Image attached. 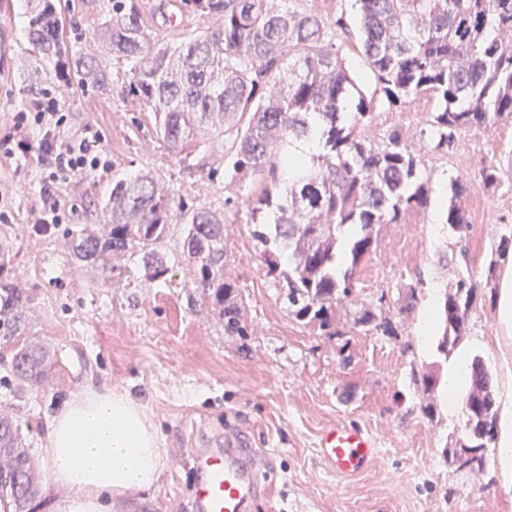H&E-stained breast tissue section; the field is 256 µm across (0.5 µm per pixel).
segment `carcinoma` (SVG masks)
<instances>
[{
  "mask_svg": "<svg viewBox=\"0 0 512 512\" xmlns=\"http://www.w3.org/2000/svg\"><path fill=\"white\" fill-rule=\"evenodd\" d=\"M361 55L378 92L394 105L418 94L437 102L420 128L440 154L459 130L491 126L512 117V0H356ZM184 9L213 22L210 30L179 42H162L140 21L136 0H112V19L99 35V55L66 66L89 83L109 86L102 58L128 66L127 95L151 107L157 134L188 169L229 180L242 193L246 223L266 274L286 288L297 321L330 327L331 310L352 296L356 273L376 246L375 226L398 224L427 204L428 180L402 133L390 130L375 143L362 136L373 120L375 98L359 97L344 111L350 71L318 15L292 9L288 0H181ZM64 28L51 0L28 21L27 39L43 58L59 54ZM224 137V158L208 162L209 144ZM313 141L310 159L290 147ZM445 212L448 235L468 258L469 214L457 199L466 179L450 181ZM108 223L66 231L69 253L81 266L112 271L136 257L150 280L163 278L168 259L158 250L169 224L185 225L182 256L191 266L196 295L189 304L209 307L224 332L248 336L237 284L224 278V216L212 208L175 200L150 173L112 180ZM484 293L471 276L458 275L437 306L436 356L448 359L465 336L469 313ZM24 288L0 281V357L16 398L46 387L47 349L24 339L28 316ZM363 327L392 331L390 321L365 309ZM419 372L427 392L440 383L434 366ZM465 453L459 469L481 470L497 440L492 376L480 356L471 364L465 397ZM22 424L0 414V502L26 512L38 494L39 472L22 442Z\"/></svg>",
  "mask_w": 512,
  "mask_h": 512,
  "instance_id": "cac0c4a2",
  "label": "carcinoma"
}]
</instances>
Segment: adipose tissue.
<instances>
[{"mask_svg": "<svg viewBox=\"0 0 512 512\" xmlns=\"http://www.w3.org/2000/svg\"><path fill=\"white\" fill-rule=\"evenodd\" d=\"M43 459L63 491L56 512H112L114 501L152 489L166 464L145 406L108 388L63 406Z\"/></svg>", "mask_w": 512, "mask_h": 512, "instance_id": "obj_1", "label": "adipose tissue"}]
</instances>
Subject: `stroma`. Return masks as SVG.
<instances>
[{"instance_id":"stroma-1","label":"stroma","mask_w":512,"mask_h":512,"mask_svg":"<svg viewBox=\"0 0 512 512\" xmlns=\"http://www.w3.org/2000/svg\"><path fill=\"white\" fill-rule=\"evenodd\" d=\"M158 0H139L142 25L172 41L203 33L207 19L182 11L174 26L164 25ZM66 36L61 56L87 52L112 14V0H55ZM292 8L312 12L327 23L343 18L335 43L362 96L376 83L359 53L361 32L353 0H291ZM33 0H0V127L31 104L42 89L60 86L68 123L64 136L97 131L94 151L106 165L82 173L57 194L65 211L61 225L41 229L29 215L43 194L35 155L0 154V202L9 223H0V244L9 264L0 276L26 288L29 338L45 344L55 362L46 391L16 399L0 386V412L27 422L24 439L31 454L45 447L49 425L60 407L83 387L106 386L147 407L157 427L167 463L143 497L125 502L121 512H197L191 489L197 480L192 446L241 423L255 447L277 451V497L257 502L252 512H512V497L498 481L496 449H488L482 471L457 469L447 459L464 432L462 412L441 409L427 417L431 396L414 381L432 362L434 336L419 334L433 296L454 284L458 265L455 241L444 226L448 182L464 176L462 205L471 217L467 232L469 272L484 283L488 263L504 225L512 226V119L491 127L461 130L449 152L423 153L429 179L426 207L398 224L381 225L377 247L358 273L354 296L332 310L331 331L290 317L280 284L266 273L245 222L243 206H225L236 189L211 181L202 169H186L158 139L152 111L123 92L127 65L107 59L112 88L103 91L76 76L62 75L58 64L40 60L26 40ZM437 104L422 94L405 105L377 100L366 138L381 141L397 127L411 148L418 130ZM501 170L497 186L484 183V162ZM148 172L186 204L224 212L228 258L226 278L235 281L244 303L247 338L228 336L213 312L189 305L195 291L181 256L185 228L170 224L160 245L168 258L167 275L148 281L136 262L112 273L77 267L71 260L65 228L100 224L112 181ZM416 307L398 316L408 290ZM370 306L395 319L397 333L383 335L356 325L355 312ZM502 328L498 303L482 300L470 314L455 356H481L492 370L496 391L502 376ZM338 422L372 432L379 452L372 466L353 479L336 477L317 454L320 431Z\"/></svg>"}]
</instances>
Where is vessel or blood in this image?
I'll use <instances>...</instances> for the list:
<instances>
[{"label": "vessel or blood", "instance_id": "1", "mask_svg": "<svg viewBox=\"0 0 512 512\" xmlns=\"http://www.w3.org/2000/svg\"><path fill=\"white\" fill-rule=\"evenodd\" d=\"M317 448L321 462L341 478L361 475L378 454L368 430L345 423L325 428ZM274 464V455L255 448L245 429L225 428L223 447L198 458L194 498L200 512H248L251 504L272 495Z\"/></svg>", "mask_w": 512, "mask_h": 512}]
</instances>
